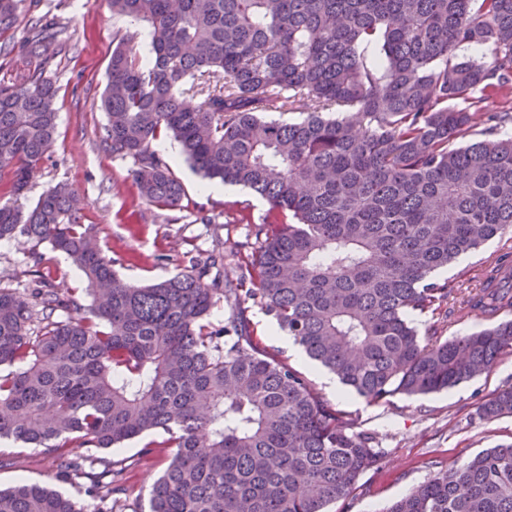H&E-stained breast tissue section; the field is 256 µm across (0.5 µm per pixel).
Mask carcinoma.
<instances>
[{
    "instance_id": "obj_1",
    "label": "carcinoma",
    "mask_w": 512,
    "mask_h": 512,
    "mask_svg": "<svg viewBox=\"0 0 512 512\" xmlns=\"http://www.w3.org/2000/svg\"><path fill=\"white\" fill-rule=\"evenodd\" d=\"M22 2L0 0V33ZM109 3L149 27L146 57L138 30L115 31L100 98V146L132 160L139 197L181 206L184 186L153 147L169 135L203 177L241 185L291 221L256 225L258 250L232 277L209 276L224 266L212 253L138 286L80 223L67 185L18 207L54 143L45 72L63 34L31 20L25 48L40 67L23 85L0 84V168L11 169L0 241L66 254L91 303L42 281L0 289V441L54 454L57 477L87 480L92 504L21 483L0 489V512H123L122 461L96 450L157 432L164 440L142 456L169 461L148 512H328L386 450L260 346L246 304L369 403L453 388L512 355V245L486 261L473 294L435 276L512 239V135L497 134L512 106H482L512 94V0ZM472 44L489 60L458 54ZM457 99L470 107L448 105ZM456 302L495 324L437 335L429 323ZM478 415L512 417V387ZM386 512H512V442L439 470Z\"/></svg>"
}]
</instances>
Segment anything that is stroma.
Instances as JSON below:
<instances>
[{
	"label": "stroma",
	"mask_w": 512,
	"mask_h": 512,
	"mask_svg": "<svg viewBox=\"0 0 512 512\" xmlns=\"http://www.w3.org/2000/svg\"><path fill=\"white\" fill-rule=\"evenodd\" d=\"M41 17L64 28L66 39L46 75L57 93V127L48 158L32 174L23 206L33 205L49 187L69 186L80 203L82 223L93 225L104 253L112 258L127 282L145 285L182 271L188 255L220 254L232 267L230 250L244 241L252 225L265 220L269 206L248 190L230 185L221 193L205 191V178L196 174L173 137L155 147L181 179L185 196L177 210H160L138 196L129 171L131 160L104 152L100 136L106 115L99 100L108 81L112 36L128 27L113 15L108 0H24L16 26L0 34V81L20 84L38 68V58L26 53L29 19ZM488 241L478 252L460 257L441 278L457 281L462 290L479 285L485 261L501 248ZM25 240L0 242V288H21L38 278L51 286L85 297L87 281L60 252L40 245V265L29 259ZM247 317L250 330L263 345L312 383L338 409L356 418L363 430L374 433L387 455L379 469L366 472L347 498L330 505L329 512H385L395 500L452 464H460L486 448L512 441V417L486 423L477 408L500 389L512 386V356L503 357L488 372L454 388L427 396L394 398L392 405L368 403L344 387L333 388L324 370L310 361L296 344L280 342L275 322L256 306ZM145 438L106 450V457L124 460L125 512H147L149 486L167 466L166 455L143 460ZM54 457L41 448L0 442V487L41 483L77 501H87L83 481L55 477Z\"/></svg>",
	"instance_id": "stroma-1"
}]
</instances>
